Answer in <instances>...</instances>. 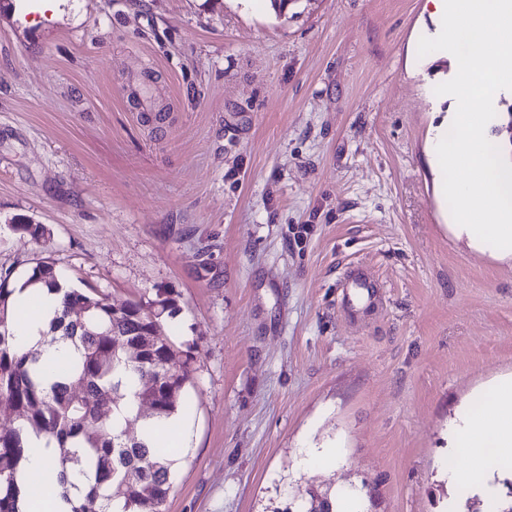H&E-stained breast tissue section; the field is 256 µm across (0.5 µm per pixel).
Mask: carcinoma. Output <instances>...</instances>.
I'll return each mask as SVG.
<instances>
[{
	"label": "carcinoma",
	"mask_w": 512,
	"mask_h": 512,
	"mask_svg": "<svg viewBox=\"0 0 512 512\" xmlns=\"http://www.w3.org/2000/svg\"><path fill=\"white\" fill-rule=\"evenodd\" d=\"M26 283L63 293L61 312L51 320L50 343L68 341L71 358L48 383L50 369L40 352L14 346L9 320L16 308L10 275H0V409L15 424L0 431V512H18L15 474L30 452L27 432L54 441L60 496L66 512H166L175 462L161 448L129 439L117 424L137 421L153 430L163 419L186 413L196 345L180 349L165 330L177 311L171 295L148 305L115 304L93 291L67 286L47 261L33 267ZM184 360H177V356ZM282 512H333L330 493L309 497Z\"/></svg>",
	"instance_id": "carcinoma-1"
}]
</instances>
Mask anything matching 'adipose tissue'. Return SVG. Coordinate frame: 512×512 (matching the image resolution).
Wrapping results in <instances>:
<instances>
[{
  "label": "adipose tissue",
  "instance_id": "1",
  "mask_svg": "<svg viewBox=\"0 0 512 512\" xmlns=\"http://www.w3.org/2000/svg\"><path fill=\"white\" fill-rule=\"evenodd\" d=\"M20 297L33 301V312L17 316L12 324L15 343L27 348L40 340L62 297L44 288L17 284ZM486 403L479 411L463 410L448 430V448L462 456L460 465L443 469L442 476L454 489L455 502H462L477 493H488L494 481L491 470L493 457L512 458V377L500 380L486 392ZM30 449L17 473V483L24 493L20 500L22 512H64L65 503L51 489L37 495H26L25 490L37 478L49 474L55 448L46 444L44 437L27 434Z\"/></svg>",
  "mask_w": 512,
  "mask_h": 512
}]
</instances>
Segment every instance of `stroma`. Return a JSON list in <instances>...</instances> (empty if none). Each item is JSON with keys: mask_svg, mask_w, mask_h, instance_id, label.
<instances>
[{"mask_svg": "<svg viewBox=\"0 0 512 512\" xmlns=\"http://www.w3.org/2000/svg\"><path fill=\"white\" fill-rule=\"evenodd\" d=\"M20 2L0 0V273L176 299L196 350L167 512L312 489L443 512L448 427L512 374V260L447 226L429 142L456 70L417 55L430 0ZM356 271L365 308L339 286ZM309 445L335 469L299 468Z\"/></svg>", "mask_w": 512, "mask_h": 512, "instance_id": "35a3bbf8", "label": "stroma"}]
</instances>
